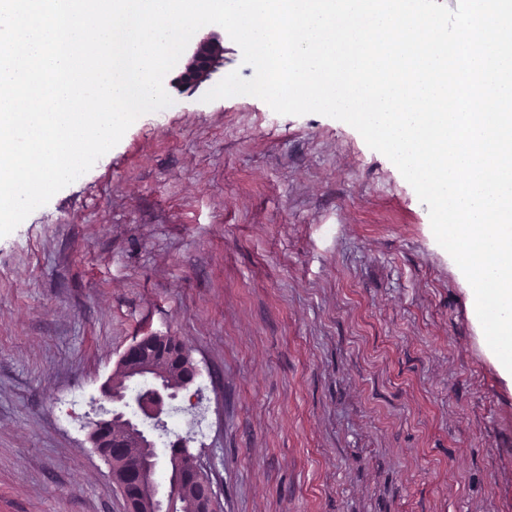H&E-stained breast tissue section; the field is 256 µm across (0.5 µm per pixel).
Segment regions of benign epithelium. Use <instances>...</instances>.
Segmentation results:
<instances>
[{"label": "benign epithelium", "mask_w": 512, "mask_h": 512, "mask_svg": "<svg viewBox=\"0 0 512 512\" xmlns=\"http://www.w3.org/2000/svg\"><path fill=\"white\" fill-rule=\"evenodd\" d=\"M224 60L223 38L210 32L194 39L177 62L179 79L198 86ZM197 375L189 349L168 334L136 340L120 357L101 392L111 408L93 423L89 441L110 467L128 512H214L215 492L187 441L171 449V482L162 493L155 482L154 432L165 425L170 402Z\"/></svg>", "instance_id": "benign-epithelium-1"}]
</instances>
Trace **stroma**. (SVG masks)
<instances>
[{
	"mask_svg": "<svg viewBox=\"0 0 512 512\" xmlns=\"http://www.w3.org/2000/svg\"><path fill=\"white\" fill-rule=\"evenodd\" d=\"M0 238V512H126L88 441L143 336L197 375L216 512H512V373L428 207L352 126L163 82Z\"/></svg>",
	"mask_w": 512,
	"mask_h": 512,
	"instance_id": "35a3bbf8",
	"label": "stroma"
}]
</instances>
